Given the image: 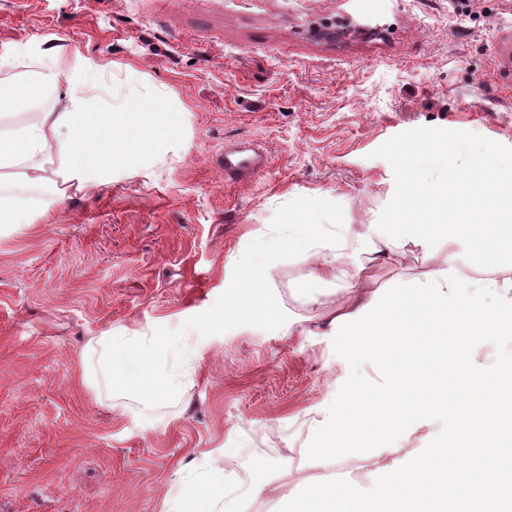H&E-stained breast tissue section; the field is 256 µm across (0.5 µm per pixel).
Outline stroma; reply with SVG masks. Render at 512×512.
I'll list each match as a JSON object with an SVG mask.
<instances>
[{"label":"stroma","mask_w":512,"mask_h":512,"mask_svg":"<svg viewBox=\"0 0 512 512\" xmlns=\"http://www.w3.org/2000/svg\"><path fill=\"white\" fill-rule=\"evenodd\" d=\"M79 50L170 91L184 132L152 177L129 171L37 224L0 229V512H162L181 465L210 451L239 489L255 461L289 458L325 410L386 386L323 318L341 297L315 262L281 253L249 329L220 321L259 240L289 225L367 224L389 209L403 145H460L512 160V0H0V55ZM265 147L255 180L224 179V149ZM448 258L407 247L377 287ZM320 289L307 304L296 294ZM157 333L195 371L149 417L112 410L79 381L92 337Z\"/></svg>","instance_id":"35a3bbf8"}]
</instances>
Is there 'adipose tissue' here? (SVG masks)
<instances>
[{
  "instance_id": "adipose-tissue-1",
  "label": "adipose tissue",
  "mask_w": 512,
  "mask_h": 512,
  "mask_svg": "<svg viewBox=\"0 0 512 512\" xmlns=\"http://www.w3.org/2000/svg\"><path fill=\"white\" fill-rule=\"evenodd\" d=\"M45 57L42 50L21 61L0 57V115H32L20 127L0 128V226L39 223L126 170L150 173L182 136L169 92L141 91L136 72L128 74L121 103L112 105L94 90L104 65L79 55L61 68ZM47 96L55 106L34 112ZM402 153L408 162L385 218L339 224L328 235L298 224L288 237L260 241L237 293L224 303L233 324L246 328L265 300L264 268L278 251L316 259L317 280L336 281L343 292L331 325L354 337L355 353L386 354L391 389L355 395L325 412L306 451L313 471L301 485L288 487L258 461L253 484L240 494L218 468L195 464L181 470L163 512H237L260 498L275 499L278 512H440L448 502L452 512H473L477 503L499 510L512 502V467L488 451L502 427L512 426V366L476 368L454 352L468 341L512 337V274H501L512 271V164L490 152L469 176L452 170L448 146L425 152L406 146ZM420 165L447 175L420 182L414 175ZM442 243L448 259L426 281L389 296L369 290V262H390L411 244L431 250ZM459 255L482 273L507 314H487L462 296ZM192 357L165 336L107 333L88 342L81 380L92 390L106 389L112 408L142 417L159 395L178 391ZM467 405L481 409L466 441L485 448L480 467L460 466L443 443L411 460L392 446L397 428L416 426L432 413L453 425ZM350 459L372 463L376 493L334 471Z\"/></svg>"
}]
</instances>
